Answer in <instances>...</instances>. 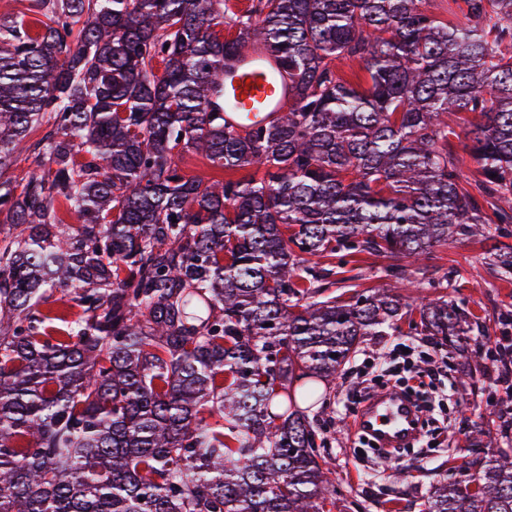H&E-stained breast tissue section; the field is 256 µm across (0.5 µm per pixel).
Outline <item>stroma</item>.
<instances>
[{
  "label": "stroma",
  "mask_w": 512,
  "mask_h": 512,
  "mask_svg": "<svg viewBox=\"0 0 512 512\" xmlns=\"http://www.w3.org/2000/svg\"><path fill=\"white\" fill-rule=\"evenodd\" d=\"M386 264L384 257L363 254L336 266L332 294L346 299L385 285L381 270ZM407 271L411 285L400 291L404 303L414 307L421 300L441 296L462 300L488 327L487 333L473 332L471 343H493L502 335L512 336V324L500 323L502 316L512 314V278L502 277L490 266L487 244L466 238L449 240L433 249L423 267L411 265ZM427 277L433 279V286L424 285ZM392 342L389 336L365 337L333 387L336 413L324 432L338 490L332 512H347V503L355 499L362 501L364 512H425L431 484L442 477L449 465L462 464L470 455L472 427L490 429L493 448L512 446V441L501 436L503 425L512 422V405L501 403L496 393L498 367L489 363L476 378L459 379L453 350L432 341L422 355L434 364L445 365L455 391L451 404L459 416L467 418V426L459 425L439 434L432 445L402 455L386 471L362 457L360 442L350 430L358 408L347 403L346 395L359 388L356 369L383 360Z\"/></svg>",
  "instance_id": "obj_1"
}]
</instances>
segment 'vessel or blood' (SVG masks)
<instances>
[{
  "mask_svg": "<svg viewBox=\"0 0 512 512\" xmlns=\"http://www.w3.org/2000/svg\"><path fill=\"white\" fill-rule=\"evenodd\" d=\"M262 50L251 48L243 52L233 71L225 73L228 101L225 116H239L245 111L279 113L288 107V80L271 71L263 63ZM418 409L402 392L388 389L372 395L352 422V432L359 438L376 441L384 448H398L415 442L420 429Z\"/></svg>",
  "mask_w": 512,
  "mask_h": 512,
  "instance_id": "1",
  "label": "vessel or blood"
}]
</instances>
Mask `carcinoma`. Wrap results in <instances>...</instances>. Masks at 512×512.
Listing matches in <instances>:
<instances>
[{
	"mask_svg": "<svg viewBox=\"0 0 512 512\" xmlns=\"http://www.w3.org/2000/svg\"><path fill=\"white\" fill-rule=\"evenodd\" d=\"M462 2L443 22L419 0H34L40 33L0 25V512H324L319 417L364 337L406 324L473 378L468 309L329 297L320 262L383 255L402 288L400 259L508 235L512 0ZM257 40L293 104L233 128L224 70ZM449 112L475 116L472 182ZM187 153L264 175L188 178ZM489 256L512 276L511 245ZM450 471L427 512H512V448Z\"/></svg>",
	"mask_w": 512,
	"mask_h": 512,
	"instance_id": "carcinoma-1",
	"label": "carcinoma"
}]
</instances>
